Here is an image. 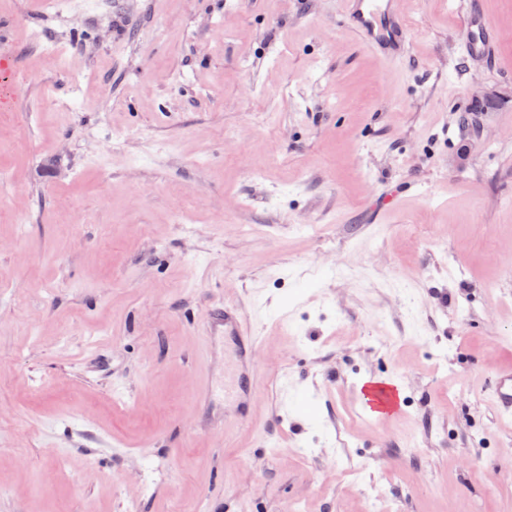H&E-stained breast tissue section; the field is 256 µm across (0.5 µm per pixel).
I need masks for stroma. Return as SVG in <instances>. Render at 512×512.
Instances as JSON below:
<instances>
[{"instance_id":"35a3bbf8","label":"stroma","mask_w":512,"mask_h":512,"mask_svg":"<svg viewBox=\"0 0 512 512\" xmlns=\"http://www.w3.org/2000/svg\"><path fill=\"white\" fill-rule=\"evenodd\" d=\"M462 2L388 65L337 0H0V512H512V0L493 61ZM208 325L210 335L224 336V352L232 354L231 363L224 370V402L237 404L240 418L245 420L249 417L248 402L254 390L256 338L243 330L235 306L215 309ZM491 404L500 418L512 421V367L506 366L498 370L494 387L491 392ZM362 391L366 410L378 419L387 418L400 408V391L392 380L370 379Z\"/></svg>"}]
</instances>
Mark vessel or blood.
I'll return each instance as SVG.
<instances>
[{"instance_id":"1","label":"vessel or blood","mask_w":512,"mask_h":512,"mask_svg":"<svg viewBox=\"0 0 512 512\" xmlns=\"http://www.w3.org/2000/svg\"><path fill=\"white\" fill-rule=\"evenodd\" d=\"M339 15L368 48L388 63L400 60L410 47L405 15L393 8L391 0H339ZM502 35L485 18L478 0H467L463 22V48L472 58L495 59ZM212 335L223 337L224 348L232 354L224 370V400L237 404L241 418H248L256 367L253 359L256 338L242 328L233 306L216 309L210 316ZM364 406L373 416L384 419L400 407V391L393 381L372 379L362 387ZM491 404L498 417L512 420V367L498 370L491 392Z\"/></svg>"}]
</instances>
